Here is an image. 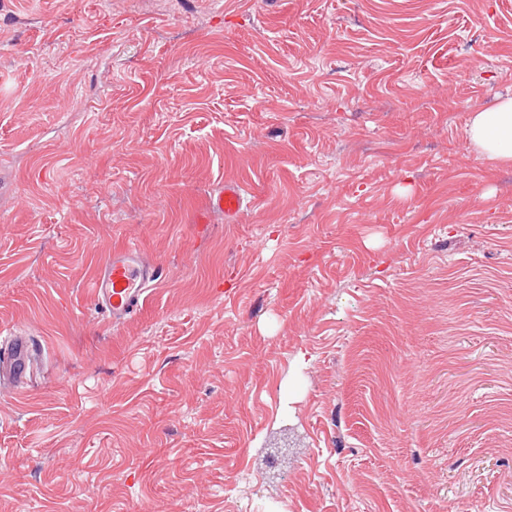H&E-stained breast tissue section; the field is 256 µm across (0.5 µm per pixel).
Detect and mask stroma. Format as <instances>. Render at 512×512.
Listing matches in <instances>:
<instances>
[{
	"mask_svg": "<svg viewBox=\"0 0 512 512\" xmlns=\"http://www.w3.org/2000/svg\"><path fill=\"white\" fill-rule=\"evenodd\" d=\"M504 95L512 0H0V512H512ZM465 137L475 153L512 164V96L499 97L491 107L472 112ZM244 196L239 185L234 183L224 184V190L210 197L208 210L224 214V218L232 221L241 211L244 204ZM160 277L159 266L136 245L112 250L98 266L93 296L113 324L140 311ZM8 344L10 348L7 354L2 356L0 376L18 382L30 369L32 344L26 336H13Z\"/></svg>",
	"mask_w": 512,
	"mask_h": 512,
	"instance_id": "35a3bbf8",
	"label": "stroma"
}]
</instances>
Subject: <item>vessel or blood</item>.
Instances as JSON below:
<instances>
[{"label": "vessel or blood", "instance_id": "vessel-or-blood-1", "mask_svg": "<svg viewBox=\"0 0 512 512\" xmlns=\"http://www.w3.org/2000/svg\"><path fill=\"white\" fill-rule=\"evenodd\" d=\"M244 204L239 185L225 184L223 190L210 197L209 211L234 220ZM160 277L158 265L135 245L112 250L98 266L93 279V296L112 323H120L140 311L150 289ZM32 345L27 337L9 340L6 355L0 356V376L21 381L31 366Z\"/></svg>", "mask_w": 512, "mask_h": 512}]
</instances>
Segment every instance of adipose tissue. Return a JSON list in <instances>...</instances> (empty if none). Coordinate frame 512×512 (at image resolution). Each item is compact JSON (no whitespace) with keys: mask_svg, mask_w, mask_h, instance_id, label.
Wrapping results in <instances>:
<instances>
[{"mask_svg":"<svg viewBox=\"0 0 512 512\" xmlns=\"http://www.w3.org/2000/svg\"><path fill=\"white\" fill-rule=\"evenodd\" d=\"M465 137L475 153L512 164V96L498 98L491 107L472 112Z\"/></svg>","mask_w":512,"mask_h":512,"instance_id":"1","label":"adipose tissue"}]
</instances>
